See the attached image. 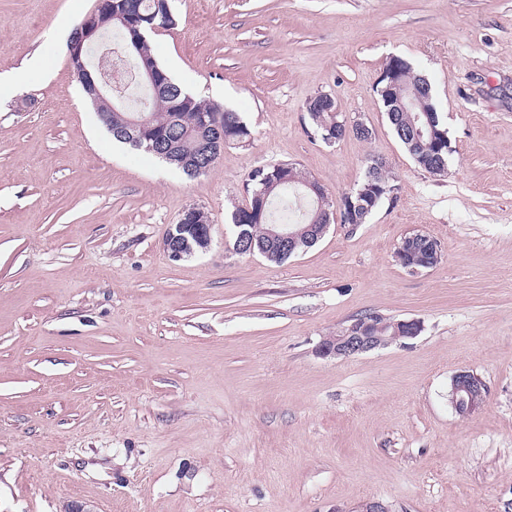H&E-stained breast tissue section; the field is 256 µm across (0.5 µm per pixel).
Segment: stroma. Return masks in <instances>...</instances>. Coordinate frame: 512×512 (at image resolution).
Returning <instances> with one entry per match:
<instances>
[{
    "instance_id": "obj_1",
    "label": "stroma",
    "mask_w": 512,
    "mask_h": 512,
    "mask_svg": "<svg viewBox=\"0 0 512 512\" xmlns=\"http://www.w3.org/2000/svg\"><path fill=\"white\" fill-rule=\"evenodd\" d=\"M94 3L0 0V512H512V0H171L153 54L250 130L196 179L86 98L68 45ZM393 56L432 84L444 175L387 123ZM320 93L371 140L315 136ZM378 154L397 191L366 223L283 263L233 251L253 169L297 164L333 199ZM192 206L211 245L172 260ZM416 232L436 266L396 260ZM369 313L422 330L317 354ZM464 370L486 389L467 415ZM148 126L145 119L140 118H127L123 123L119 126H110V130L113 134H115L119 139L113 135V138L116 140L128 144L130 147L136 150L144 151L152 156L154 153L150 150H147V142L143 140V146L141 148H134L131 144L126 142H131L133 144L139 145L142 142V138L145 137V132ZM124 140V141H123ZM126 141V142H125ZM474 382L477 383L478 387ZM451 388L453 406L457 408L458 403L465 401V395L469 396L470 401H473L475 394L481 391V384L469 372L465 371L454 376Z\"/></svg>"
}]
</instances>
